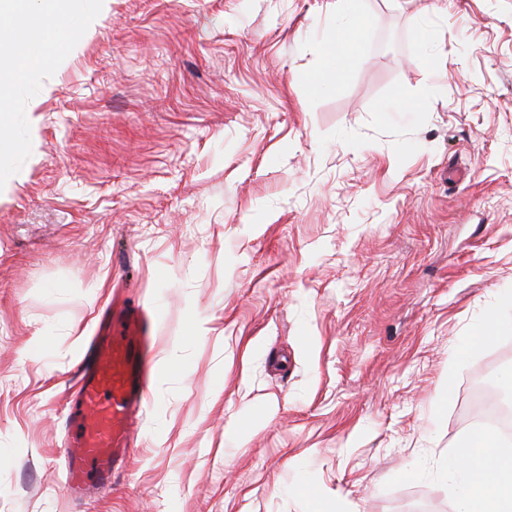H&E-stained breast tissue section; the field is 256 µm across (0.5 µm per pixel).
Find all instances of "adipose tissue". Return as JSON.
Instances as JSON below:
<instances>
[{"label": "adipose tissue", "mask_w": 512, "mask_h": 512, "mask_svg": "<svg viewBox=\"0 0 512 512\" xmlns=\"http://www.w3.org/2000/svg\"><path fill=\"white\" fill-rule=\"evenodd\" d=\"M84 0H42L43 25L38 30L17 26L9 65H0V110L20 72L47 68L69 34L66 23ZM463 477L455 494L462 512H512V446L486 432H473L449 461Z\"/></svg>", "instance_id": "ef3b65f1"}]
</instances>
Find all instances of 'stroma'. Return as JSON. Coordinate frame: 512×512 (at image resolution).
<instances>
[{
	"mask_svg": "<svg viewBox=\"0 0 512 512\" xmlns=\"http://www.w3.org/2000/svg\"><path fill=\"white\" fill-rule=\"evenodd\" d=\"M88 8L9 106L0 512H457L473 382L512 370V0ZM116 300L151 403L76 500L58 413Z\"/></svg>",
	"mask_w": 512,
	"mask_h": 512,
	"instance_id": "1",
	"label": "stroma"
}]
</instances>
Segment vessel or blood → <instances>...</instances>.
Segmentation results:
<instances>
[{"label":"vessel or blood","mask_w":512,"mask_h":512,"mask_svg":"<svg viewBox=\"0 0 512 512\" xmlns=\"http://www.w3.org/2000/svg\"><path fill=\"white\" fill-rule=\"evenodd\" d=\"M110 324V333L91 346L90 366L79 369L67 417L73 437L63 451L65 484L75 499L111 484L149 405L151 317L142 308L122 307L113 310Z\"/></svg>","instance_id":"1"}]
</instances>
